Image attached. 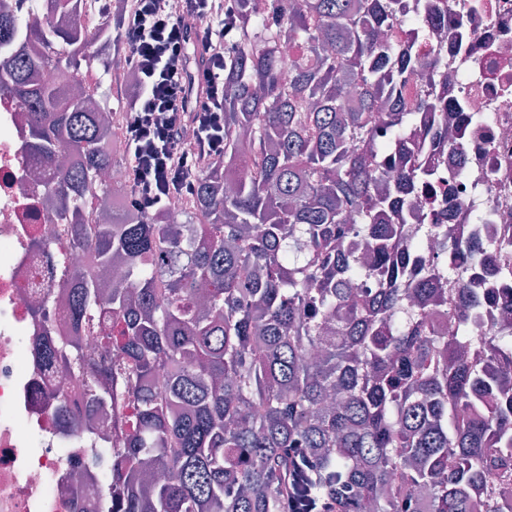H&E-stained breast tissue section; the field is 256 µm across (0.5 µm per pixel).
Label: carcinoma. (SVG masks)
I'll list each match as a JSON object with an SVG mask.
<instances>
[{"mask_svg": "<svg viewBox=\"0 0 512 512\" xmlns=\"http://www.w3.org/2000/svg\"><path fill=\"white\" fill-rule=\"evenodd\" d=\"M86 0H35L18 21L0 11V93L30 114L29 149L45 158L46 197L79 268L54 250L69 283L72 335L44 350L79 378L89 426L77 441L118 452L100 512H285L295 490L344 512H512L483 484L512 473V332L478 333L496 254L423 224L448 262L422 266L403 248L443 101L404 96L406 75L442 65L423 53L434 23L418 0H237L224 66V159L197 176L182 223L167 209L85 217L124 183L105 125L109 104L75 93L110 67L121 18L91 32L58 27ZM409 31L395 57L381 39ZM98 42L103 52L88 53ZM297 51L280 76L283 48ZM49 69L54 80L39 77ZM368 238L367 266L345 238ZM114 275L99 287L100 274ZM458 281V335L432 328ZM94 326L112 360L89 365L77 337ZM112 412L110 432L90 425Z\"/></svg>", "mask_w": 512, "mask_h": 512, "instance_id": "1", "label": "carcinoma"}]
</instances>
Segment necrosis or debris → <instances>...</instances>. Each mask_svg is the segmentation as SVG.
Returning <instances> with one entry per match:
<instances>
[{
    "instance_id": "necrosis-or-debris-1",
    "label": "necrosis or debris",
    "mask_w": 512,
    "mask_h": 512,
    "mask_svg": "<svg viewBox=\"0 0 512 512\" xmlns=\"http://www.w3.org/2000/svg\"><path fill=\"white\" fill-rule=\"evenodd\" d=\"M444 25L427 50L447 59L441 75L407 76L410 96L448 105L449 137L426 159L438 169L437 189L451 201L423 196L417 213L450 224L457 237L491 246L512 240V0H431ZM485 112L480 127L459 111ZM30 118L0 94V512H98L105 479L74 483L91 468L76 438L86 394L35 353L45 336L69 335L67 288L40 240L60 242V227L42 203V164L27 149ZM491 179H482L483 171Z\"/></svg>"
}]
</instances>
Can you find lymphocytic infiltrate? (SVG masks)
<instances>
[{"label":"lymphocytic infiltrate","mask_w":512,"mask_h":512,"mask_svg":"<svg viewBox=\"0 0 512 512\" xmlns=\"http://www.w3.org/2000/svg\"><path fill=\"white\" fill-rule=\"evenodd\" d=\"M233 11L234 0H126L121 37L138 78L119 123L131 211L190 203L197 173L223 157L224 62L234 49L224 23ZM188 14L206 21L193 78L182 23Z\"/></svg>","instance_id":"f902f5d3"}]
</instances>
